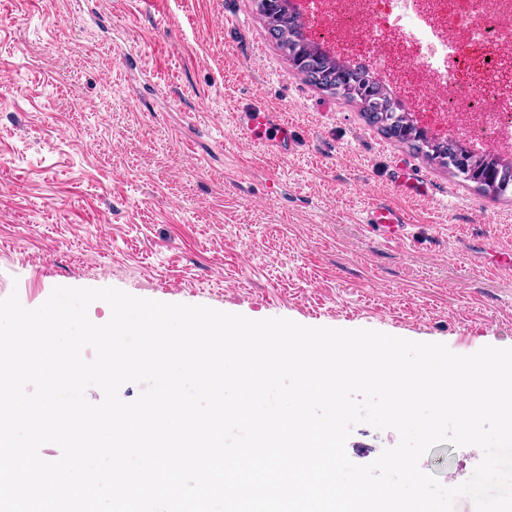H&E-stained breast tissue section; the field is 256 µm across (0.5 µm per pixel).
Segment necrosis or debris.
<instances>
[{
	"mask_svg": "<svg viewBox=\"0 0 512 512\" xmlns=\"http://www.w3.org/2000/svg\"><path fill=\"white\" fill-rule=\"evenodd\" d=\"M321 9L336 20L338 43L354 59L370 61L371 72L392 74L404 66L425 79L424 102L437 112L465 110L471 133L493 132L512 146V99L485 103L481 91L468 89L459 104L449 86L455 74L445 66L447 53L467 64L468 48L488 50L480 74L499 71L505 50L512 49V0H321ZM383 51H373L376 39Z\"/></svg>",
	"mask_w": 512,
	"mask_h": 512,
	"instance_id": "necrosis-or-debris-1",
	"label": "necrosis or debris"
}]
</instances>
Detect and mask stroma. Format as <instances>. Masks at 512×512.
<instances>
[{
  "label": "stroma",
  "instance_id": "35a3bbf8",
  "mask_svg": "<svg viewBox=\"0 0 512 512\" xmlns=\"http://www.w3.org/2000/svg\"><path fill=\"white\" fill-rule=\"evenodd\" d=\"M285 113L298 151L248 139ZM404 208L390 242L361 222ZM512 193L495 197L388 138L294 71L255 0H0V299L58 286L206 305L253 320L372 329L460 355L512 347ZM361 424L356 464L397 444ZM473 447L420 461L468 480ZM361 222L379 238L395 240L407 237L408 218L397 206L384 200H372L363 210Z\"/></svg>",
  "mask_w": 512,
  "mask_h": 512
}]
</instances>
